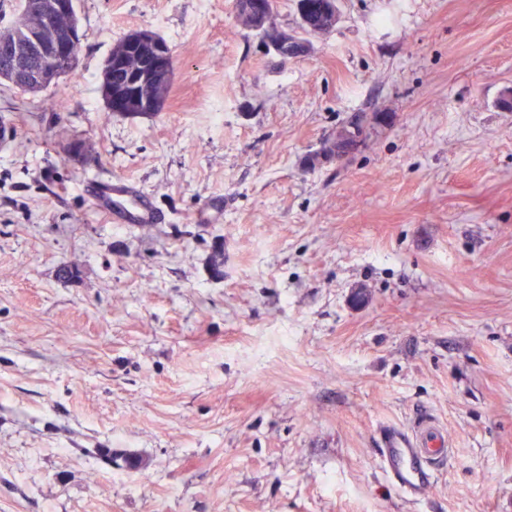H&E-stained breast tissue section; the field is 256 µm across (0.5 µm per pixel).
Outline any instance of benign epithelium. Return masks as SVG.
Listing matches in <instances>:
<instances>
[{"mask_svg":"<svg viewBox=\"0 0 512 512\" xmlns=\"http://www.w3.org/2000/svg\"><path fill=\"white\" fill-rule=\"evenodd\" d=\"M240 8L253 17L255 31L266 49L282 60L294 58L292 48L298 35L281 29L271 19L264 0H243ZM70 13L69 0H20V9L13 21L0 26V48L4 61L0 69L14 76H25L37 87L57 83L76 65L74 48L80 40L78 28L60 20ZM142 58V64L128 67L129 56ZM107 74L102 92L112 98L113 92L129 95L131 107L143 112H158L165 104L172 82L173 62L165 53L160 37L150 28L136 30L124 37L107 58ZM122 71L119 88L112 86V69ZM352 134L347 143L336 149L329 162L342 164L362 142L358 136V118L351 116Z\"/></svg>","mask_w":512,"mask_h":512,"instance_id":"1","label":"benign epithelium"}]
</instances>
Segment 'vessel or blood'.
<instances>
[{"instance_id":"vessel-or-blood-1","label":"vessel or blood","mask_w":512,"mask_h":512,"mask_svg":"<svg viewBox=\"0 0 512 512\" xmlns=\"http://www.w3.org/2000/svg\"><path fill=\"white\" fill-rule=\"evenodd\" d=\"M96 204L112 213L116 224H156L161 220L154 199L133 182L98 178L89 185ZM445 454V437L436 427L412 435L389 427L381 437L380 466L387 479L409 498H421L433 482L434 466Z\"/></svg>"}]
</instances>
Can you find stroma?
Instances as JSON below:
<instances>
[{
    "mask_svg": "<svg viewBox=\"0 0 512 512\" xmlns=\"http://www.w3.org/2000/svg\"><path fill=\"white\" fill-rule=\"evenodd\" d=\"M338 7L286 62L235 0H75L74 72L0 81V512H512V0ZM141 28L167 101L109 111ZM103 174L165 221L113 224ZM423 419L410 500L381 433ZM141 56L142 64L129 68V56ZM107 74L103 79L102 92L110 103L114 93L128 94L129 104L143 112H159L165 104L166 94L172 82L173 62L165 53L160 37L149 28H142L124 37L107 58ZM112 66L122 73L119 88L112 86ZM117 89V90H116ZM349 119L353 121L352 124L349 125V128L352 131V134L348 137L347 143L343 144L340 148L336 149V141L343 134V131L346 129L345 124L336 128V131L329 135L325 141L323 142L319 151L309 154L305 156L303 162L309 168H315L318 164L321 163V158H330L334 152L335 154L331 159L326 161L327 163H336V165H340L343 161L348 157V155L362 142V136H358L357 132V123L359 122L358 118H356V114L352 115ZM445 443L443 433L434 426L416 435L388 427L381 437L380 466L392 484L410 499H419L434 482V465L443 459Z\"/></svg>",
    "mask_w": 512,
    "mask_h": 512,
    "instance_id": "obj_1",
    "label": "stroma"
}]
</instances>
